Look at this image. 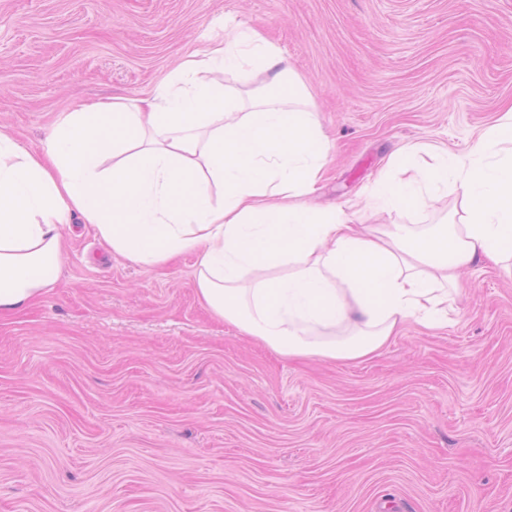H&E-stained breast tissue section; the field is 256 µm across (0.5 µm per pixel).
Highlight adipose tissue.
<instances>
[{
    "label": "adipose tissue",
    "instance_id": "1",
    "mask_svg": "<svg viewBox=\"0 0 512 512\" xmlns=\"http://www.w3.org/2000/svg\"><path fill=\"white\" fill-rule=\"evenodd\" d=\"M265 74L268 94L226 92L221 70ZM512 142L507 113L468 157L404 149L374 194L383 212L415 210L454 183L455 224H350L304 203L326 143L308 93L257 33L216 44L167 85L70 113L29 153L0 133V312L20 310L56 279L59 225L80 216L113 253L142 266L198 255L197 291L224 321L277 353L357 360L413 319L448 320L461 270L512 259Z\"/></svg>",
    "mask_w": 512,
    "mask_h": 512
}]
</instances>
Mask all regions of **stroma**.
<instances>
[{
    "mask_svg": "<svg viewBox=\"0 0 512 512\" xmlns=\"http://www.w3.org/2000/svg\"><path fill=\"white\" fill-rule=\"evenodd\" d=\"M262 33L329 145L310 195L357 224H451L367 197L391 155H467L512 108V0H0V132L30 152L81 104L135 98ZM57 280L0 314V512H512V273L462 270L448 321L358 361L285 357L217 318L197 257L61 229Z\"/></svg>",
    "mask_w": 512,
    "mask_h": 512,
    "instance_id": "obj_1",
    "label": "stroma"
}]
</instances>
